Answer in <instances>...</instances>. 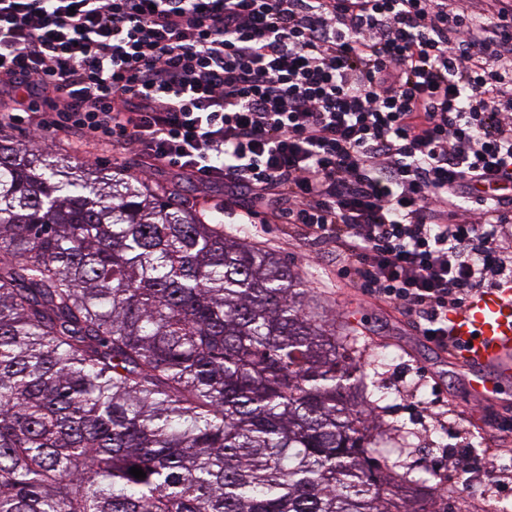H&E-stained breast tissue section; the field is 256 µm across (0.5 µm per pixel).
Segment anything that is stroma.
Masks as SVG:
<instances>
[{
    "label": "stroma",
    "mask_w": 512,
    "mask_h": 512,
    "mask_svg": "<svg viewBox=\"0 0 512 512\" xmlns=\"http://www.w3.org/2000/svg\"><path fill=\"white\" fill-rule=\"evenodd\" d=\"M152 186L183 191L217 217L227 236L277 255L345 326L363 354L364 393L384 411L386 463L398 474L431 473L464 507L495 503L512 512V433L490 423L512 421V394L475 412L467 380L447 354L429 345L400 311L379 305L339 278L332 245L311 242L301 225L264 216L236 223L224 211V189L171 172H154Z\"/></svg>",
    "instance_id": "1"
}]
</instances>
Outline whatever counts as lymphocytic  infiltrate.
Masks as SVG:
<instances>
[{
  "mask_svg": "<svg viewBox=\"0 0 512 512\" xmlns=\"http://www.w3.org/2000/svg\"><path fill=\"white\" fill-rule=\"evenodd\" d=\"M47 113H40V106ZM222 184L448 344L505 269L512 0H0V126ZM498 0H448V10L460 12L464 10L469 14L493 15L500 9Z\"/></svg>",
  "mask_w": 512,
  "mask_h": 512,
  "instance_id": "f902f5d3",
  "label": "lymphocytic infiltrate"
}]
</instances>
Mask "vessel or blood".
<instances>
[{
  "mask_svg": "<svg viewBox=\"0 0 512 512\" xmlns=\"http://www.w3.org/2000/svg\"><path fill=\"white\" fill-rule=\"evenodd\" d=\"M448 354L468 378L472 396L488 399L512 383V289L479 291L449 315Z\"/></svg>",
  "mask_w": 512,
  "mask_h": 512,
  "instance_id": "b4317fda",
  "label": "vessel or blood"
}]
</instances>
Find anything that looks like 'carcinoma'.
Here are the masks:
<instances>
[{
    "instance_id": "carcinoma-1",
    "label": "carcinoma",
    "mask_w": 512,
    "mask_h": 512,
    "mask_svg": "<svg viewBox=\"0 0 512 512\" xmlns=\"http://www.w3.org/2000/svg\"><path fill=\"white\" fill-rule=\"evenodd\" d=\"M362 379L276 255L0 134V512H449Z\"/></svg>"
}]
</instances>
